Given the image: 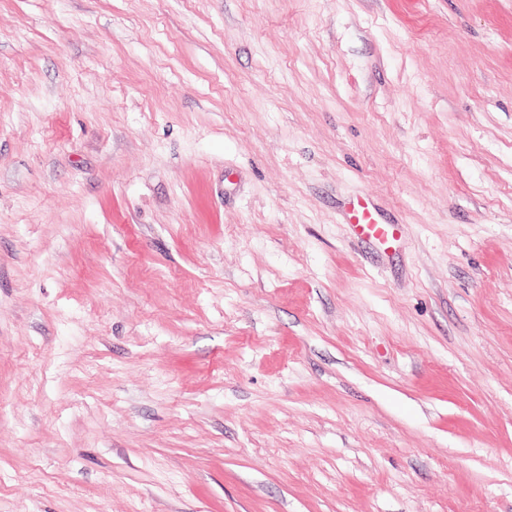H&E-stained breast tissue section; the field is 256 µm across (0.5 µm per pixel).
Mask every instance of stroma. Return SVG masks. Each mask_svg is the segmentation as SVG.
Returning <instances> with one entry per match:
<instances>
[{
  "label": "stroma",
  "instance_id": "1",
  "mask_svg": "<svg viewBox=\"0 0 512 512\" xmlns=\"http://www.w3.org/2000/svg\"><path fill=\"white\" fill-rule=\"evenodd\" d=\"M0 512H512V0H0ZM348 213L352 233L361 240L383 243L397 240L399 226L379 223L366 201L357 200L351 203Z\"/></svg>",
  "mask_w": 512,
  "mask_h": 512
}]
</instances>
